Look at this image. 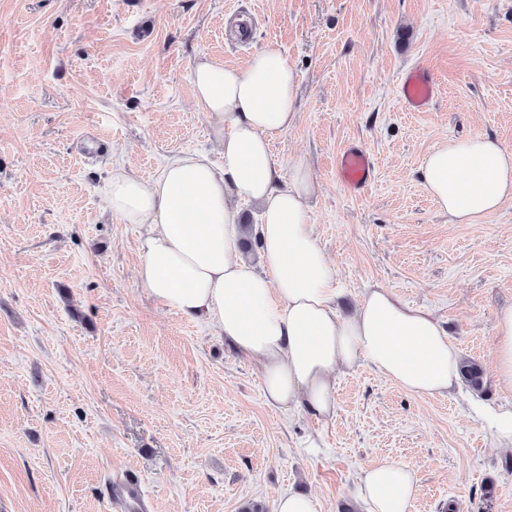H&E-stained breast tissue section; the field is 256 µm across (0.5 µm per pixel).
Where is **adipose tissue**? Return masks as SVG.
<instances>
[{
	"instance_id": "obj_1",
	"label": "adipose tissue",
	"mask_w": 512,
	"mask_h": 512,
	"mask_svg": "<svg viewBox=\"0 0 512 512\" xmlns=\"http://www.w3.org/2000/svg\"><path fill=\"white\" fill-rule=\"evenodd\" d=\"M192 71L222 162L180 156L152 182L116 170L106 185L113 212L147 228L141 285L258 362L272 407L331 419L334 372L361 363L410 393H448L461 354L428 312L379 286L352 314L339 310L336 272L308 217L318 186L303 160L284 172L272 152L298 115L297 74L280 47L267 44L242 68L203 56ZM421 179L449 223L472 224L512 200V150L487 137L451 139L427 155ZM241 201L261 210L256 264L240 253ZM496 353L495 382L512 395V307L498 314ZM417 483L392 459L362 470V512H410Z\"/></svg>"
}]
</instances>
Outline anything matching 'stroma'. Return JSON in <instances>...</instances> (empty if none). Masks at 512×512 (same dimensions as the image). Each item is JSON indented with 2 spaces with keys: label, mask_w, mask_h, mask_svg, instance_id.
Returning a JSON list of instances; mask_svg holds the SVG:
<instances>
[{
  "label": "stroma",
  "mask_w": 512,
  "mask_h": 512,
  "mask_svg": "<svg viewBox=\"0 0 512 512\" xmlns=\"http://www.w3.org/2000/svg\"><path fill=\"white\" fill-rule=\"evenodd\" d=\"M272 42L298 74L297 122L272 150L320 185L309 221L342 311L374 285L426 309L481 365V392L415 395L360 364L335 376L334 418L275 409L256 361L140 284L146 229L104 184L220 160L192 63L242 68ZM417 65L439 95L408 112ZM478 136L512 150V0H0V512H121L103 489L129 475L142 512H274L290 491L347 512L386 458L418 474L410 512H512V447L466 401L508 400L494 339L512 200L452 224L420 177L436 145ZM352 145L376 168L355 195L336 178Z\"/></svg>",
  "instance_id": "35a3bbf8"
}]
</instances>
